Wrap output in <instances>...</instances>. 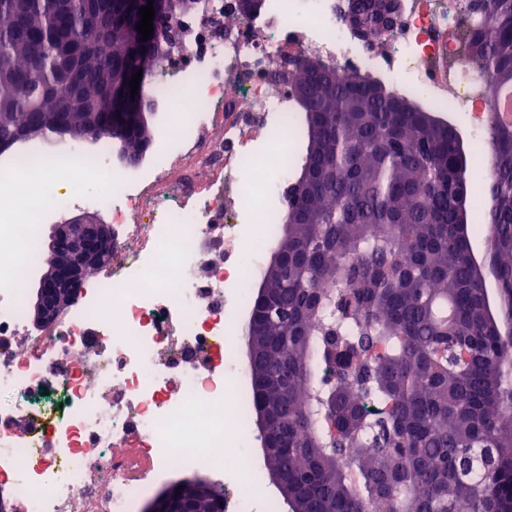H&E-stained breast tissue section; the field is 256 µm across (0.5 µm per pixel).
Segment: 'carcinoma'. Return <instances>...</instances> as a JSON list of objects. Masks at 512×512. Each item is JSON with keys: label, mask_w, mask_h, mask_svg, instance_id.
Segmentation results:
<instances>
[{"label": "carcinoma", "mask_w": 512, "mask_h": 512, "mask_svg": "<svg viewBox=\"0 0 512 512\" xmlns=\"http://www.w3.org/2000/svg\"><path fill=\"white\" fill-rule=\"evenodd\" d=\"M373 26L375 0H348ZM461 58L512 84V0H466ZM118 0H0V154L76 131L119 92L129 59ZM294 63L307 91L281 262L267 268L248 368L288 449L276 460L299 512H512V125L490 130L485 258L472 270L473 149L430 131L381 81ZM130 142L154 133L117 127ZM290 224H285V221Z\"/></svg>", "instance_id": "carcinoma-1"}]
</instances>
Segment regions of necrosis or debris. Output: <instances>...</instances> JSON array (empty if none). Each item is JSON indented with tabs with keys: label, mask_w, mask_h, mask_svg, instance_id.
Segmentation results:
<instances>
[{
	"label": "necrosis or debris",
	"mask_w": 512,
	"mask_h": 512,
	"mask_svg": "<svg viewBox=\"0 0 512 512\" xmlns=\"http://www.w3.org/2000/svg\"><path fill=\"white\" fill-rule=\"evenodd\" d=\"M236 4L205 0L182 18L183 45L163 67L166 109L184 122L163 132L149 171L132 181L109 150H63L92 166L78 197L55 171L57 206L106 211L122 263L44 328L30 327L16 278L37 267L44 209L0 210V512H134L173 471H243L257 438L234 322L257 256L232 217L286 192L272 161L298 142L292 57L318 54L340 79L382 70L433 108L467 113L473 142L488 140L497 101L448 37L464 0H404L381 55L340 21L343 0H266L262 20L225 26Z\"/></svg>",
	"instance_id": "4bbe7bcc"
}]
</instances>
